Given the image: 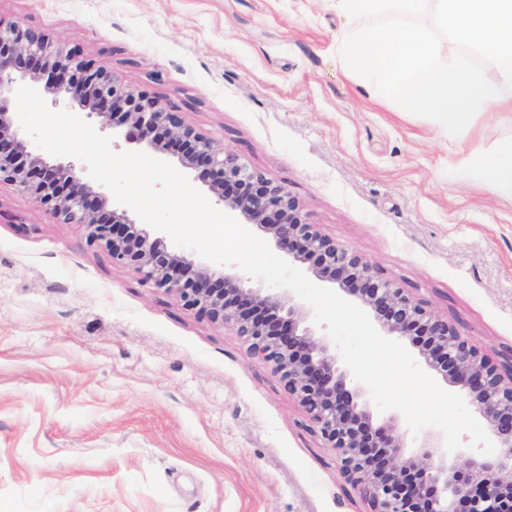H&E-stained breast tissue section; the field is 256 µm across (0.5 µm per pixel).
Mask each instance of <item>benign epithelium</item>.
I'll use <instances>...</instances> for the list:
<instances>
[{
	"mask_svg": "<svg viewBox=\"0 0 512 512\" xmlns=\"http://www.w3.org/2000/svg\"><path fill=\"white\" fill-rule=\"evenodd\" d=\"M18 82L54 105L68 102L74 114L102 126L124 112L135 142L197 172L226 214L265 234L301 270L355 302L382 336L428 337L416 344L417 363L469 399L496 452L461 461L425 443L404 456L396 418L376 420L365 390L341 367L336 346L313 329L305 303L289 291L249 285L235 265L218 269L196 262L74 169L32 150L12 100ZM2 181L28 194L59 223L83 226L88 243L107 249L112 262L134 268L186 309L244 338L319 424L345 477L368 494L370 512H512L502 504V494L512 488V356L504 363L491 360L448 321L380 279L373 264L310 223L286 187L240 163L188 124L183 113L125 86L76 47L30 26L0 22Z\"/></svg>",
	"mask_w": 512,
	"mask_h": 512,
	"instance_id": "7a95c632",
	"label": "benign epithelium"
}]
</instances>
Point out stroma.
Masks as SVG:
<instances>
[{
    "instance_id": "35a3bbf8",
    "label": "stroma",
    "mask_w": 512,
    "mask_h": 512,
    "mask_svg": "<svg viewBox=\"0 0 512 512\" xmlns=\"http://www.w3.org/2000/svg\"><path fill=\"white\" fill-rule=\"evenodd\" d=\"M288 188L320 231L512 354V201L347 74L322 0H0ZM0 512H370L306 409L198 317L0 183Z\"/></svg>"
}]
</instances>
